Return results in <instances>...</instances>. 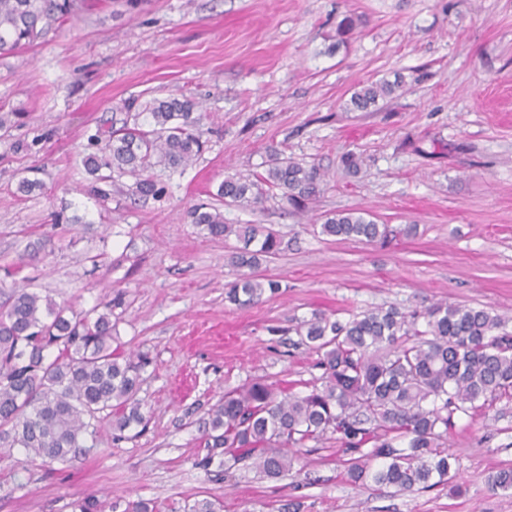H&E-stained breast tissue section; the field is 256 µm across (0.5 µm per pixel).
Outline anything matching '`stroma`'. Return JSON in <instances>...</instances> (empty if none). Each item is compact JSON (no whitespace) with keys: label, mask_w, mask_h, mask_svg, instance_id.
<instances>
[{"label":"stroma","mask_w":512,"mask_h":512,"mask_svg":"<svg viewBox=\"0 0 512 512\" xmlns=\"http://www.w3.org/2000/svg\"><path fill=\"white\" fill-rule=\"evenodd\" d=\"M358 25L344 42L336 25ZM403 76L404 95L347 110L357 84ZM186 95L206 142L187 169L156 168L159 198L133 200L131 177L94 192L82 163L128 107ZM0 292L22 277L59 303L89 309L124 291L116 333L153 363L143 424L114 442L102 423L74 465L0 458V512H71L92 495L160 512L219 499L223 512L303 497L308 512H512L487 477L512 467V401L448 434L460 491H375L345 480L335 439L305 454V475L237 466L207 471L199 438L226 390L255 379L319 377L288 329L321 311L339 320L397 305L490 308L512 333V0H85L64 25L0 57ZM326 179L308 208L268 197L228 206L230 224H263L286 248L258 269L283 293L240 309L225 301L235 239H212L187 210L215 203L225 174L252 179L269 150ZM362 157L358 173L341 158ZM39 190L19 193L21 179ZM367 211L396 229L386 242L327 240L321 217ZM417 231L404 235L405 225ZM280 334H272V327Z\"/></svg>","instance_id":"35a3bbf8"}]
</instances>
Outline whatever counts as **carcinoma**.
<instances>
[{
  "label": "carcinoma",
  "mask_w": 512,
  "mask_h": 512,
  "mask_svg": "<svg viewBox=\"0 0 512 512\" xmlns=\"http://www.w3.org/2000/svg\"><path fill=\"white\" fill-rule=\"evenodd\" d=\"M77 0H0V54L33 43L61 27ZM407 91L400 78L358 85L347 107L366 112L379 101ZM186 96L155 99L109 132L95 153L83 158L97 183L133 178L129 194L159 198L164 187L156 167L185 169L205 141ZM256 180L227 174L216 196L227 205L254 209L269 191L296 210L320 191L324 174L277 151ZM190 223L217 239L235 237L242 246L227 264L238 276L225 300L243 308L278 294L282 285L256 274L263 260L282 251V239L260 224H226L224 212L198 205ZM326 237L384 241L386 224L367 212L324 216ZM122 293L91 309L58 305L27 285L0 302V450L21 449L30 459L69 465L96 443L101 419L112 418L115 438L144 421L138 398L152 364L145 352L112 347L114 310ZM486 309L439 303L425 312L395 306L353 315L346 321L314 312L294 328L316 354L318 381L304 394L256 379L227 390L209 410L201 464L222 468L245 462L269 478L293 470L308 441L336 436V460L354 484L415 493L452 483L458 476L448 451V431L459 415H475L512 400V334ZM493 490H512V468L488 477ZM72 512H103L92 496L70 503Z\"/></svg>",
  "instance_id": "carcinoma-1"
}]
</instances>
